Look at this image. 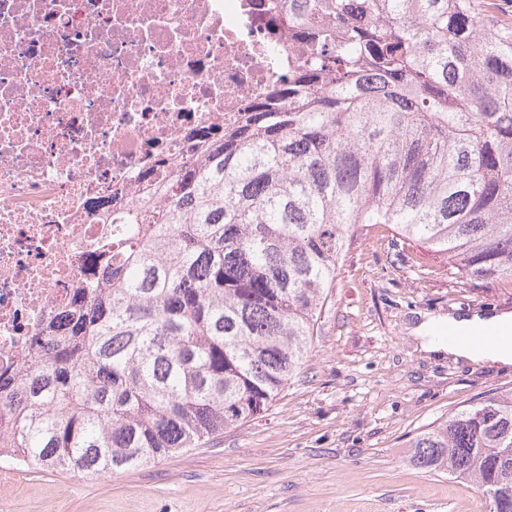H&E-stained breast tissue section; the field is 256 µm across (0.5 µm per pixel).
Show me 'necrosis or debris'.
I'll return each mask as SVG.
<instances>
[{
	"label": "necrosis or debris",
	"instance_id": "obj_1",
	"mask_svg": "<svg viewBox=\"0 0 512 512\" xmlns=\"http://www.w3.org/2000/svg\"><path fill=\"white\" fill-rule=\"evenodd\" d=\"M300 60L288 0H0V368L116 218Z\"/></svg>",
	"mask_w": 512,
	"mask_h": 512
}]
</instances>
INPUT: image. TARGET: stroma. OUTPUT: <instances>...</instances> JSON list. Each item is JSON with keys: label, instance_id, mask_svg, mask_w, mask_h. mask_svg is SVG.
<instances>
[{"label": "stroma", "instance_id": "35a3bbf8", "mask_svg": "<svg viewBox=\"0 0 512 512\" xmlns=\"http://www.w3.org/2000/svg\"><path fill=\"white\" fill-rule=\"evenodd\" d=\"M512 312V279L461 277L392 224L345 248L299 373L205 448L101 478L0 461L8 512H490L474 485L408 462L409 441L512 389V367L435 358L416 312Z\"/></svg>", "mask_w": 512, "mask_h": 512}]
</instances>
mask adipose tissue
I'll return each instance as SVG.
<instances>
[{
  "instance_id": "1",
  "label": "adipose tissue",
  "mask_w": 512,
  "mask_h": 512,
  "mask_svg": "<svg viewBox=\"0 0 512 512\" xmlns=\"http://www.w3.org/2000/svg\"><path fill=\"white\" fill-rule=\"evenodd\" d=\"M433 318L427 317L417 322L412 328L413 334L421 338L422 346L433 354H449L459 359L471 362L512 364V346L497 344L482 347L474 346L469 338L472 334L494 327L502 331L512 329V313L486 312L461 314L450 318L449 323L457 328L459 336L454 340H436L430 337L429 329L433 325Z\"/></svg>"
}]
</instances>
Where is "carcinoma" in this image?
<instances>
[{"label": "carcinoma", "mask_w": 512, "mask_h": 512, "mask_svg": "<svg viewBox=\"0 0 512 512\" xmlns=\"http://www.w3.org/2000/svg\"><path fill=\"white\" fill-rule=\"evenodd\" d=\"M288 83L202 135L122 260L0 370V460L104 477L266 411L356 230L394 224L470 280L512 277V18L498 0H288ZM409 463L512 512V391L417 434Z\"/></svg>", "instance_id": "obj_1"}]
</instances>
